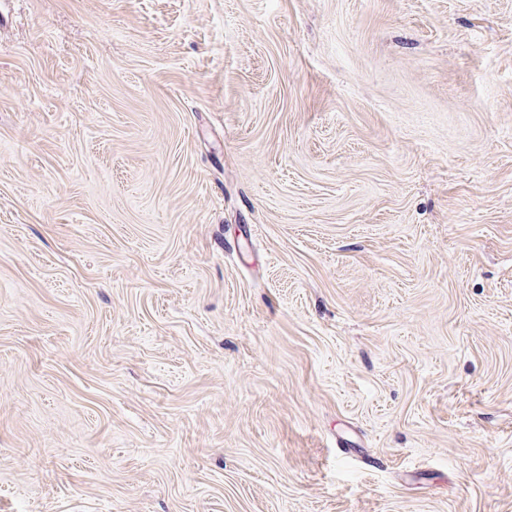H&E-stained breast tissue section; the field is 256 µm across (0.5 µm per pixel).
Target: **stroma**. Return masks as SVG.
I'll use <instances>...</instances> for the list:
<instances>
[{
	"mask_svg": "<svg viewBox=\"0 0 512 512\" xmlns=\"http://www.w3.org/2000/svg\"><path fill=\"white\" fill-rule=\"evenodd\" d=\"M0 512H512V0H0Z\"/></svg>",
	"mask_w": 512,
	"mask_h": 512,
	"instance_id": "1",
	"label": "stroma"
}]
</instances>
